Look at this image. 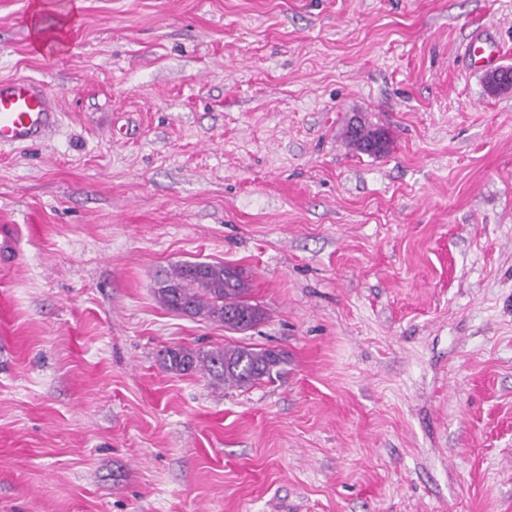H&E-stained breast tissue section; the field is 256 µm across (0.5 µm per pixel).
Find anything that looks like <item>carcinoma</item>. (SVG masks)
<instances>
[{"mask_svg": "<svg viewBox=\"0 0 512 512\" xmlns=\"http://www.w3.org/2000/svg\"><path fill=\"white\" fill-rule=\"evenodd\" d=\"M379 128L361 121L348 126V145L368 153L371 136ZM154 295L165 309L219 323L230 331H245L264 318V311L251 302L248 276L239 268L222 263L184 262L163 273L156 281ZM285 363L284 353L251 345L226 344L210 350L183 346L168 347L159 354L161 368L184 375L202 373L218 386L252 387L276 379Z\"/></svg>", "mask_w": 512, "mask_h": 512, "instance_id": "obj_1", "label": "carcinoma"}]
</instances>
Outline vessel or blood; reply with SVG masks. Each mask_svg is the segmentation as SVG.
Here are the masks:
<instances>
[{
  "label": "vessel or blood",
  "mask_w": 512,
  "mask_h": 512,
  "mask_svg": "<svg viewBox=\"0 0 512 512\" xmlns=\"http://www.w3.org/2000/svg\"><path fill=\"white\" fill-rule=\"evenodd\" d=\"M58 116L56 99L43 85L23 77L0 80V147L39 142Z\"/></svg>",
  "instance_id": "vessel-or-blood-1"
}]
</instances>
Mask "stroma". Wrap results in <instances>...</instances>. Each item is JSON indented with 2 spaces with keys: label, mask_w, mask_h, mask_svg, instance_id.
Masks as SVG:
<instances>
[{
  "label": "stroma",
  "mask_w": 512,
  "mask_h": 512,
  "mask_svg": "<svg viewBox=\"0 0 512 512\" xmlns=\"http://www.w3.org/2000/svg\"><path fill=\"white\" fill-rule=\"evenodd\" d=\"M480 29L512 67V0H0V78L61 111L0 148V512H512V92ZM185 261L244 269L265 319L164 309ZM231 342L283 374L157 362ZM357 127L354 128V124L349 125L345 136L348 141V145L352 147L354 150H356L359 153L368 154V152L376 153L381 150H383V139H379L377 143H373L372 145L368 147L369 141L371 139V136L376 132H382L385 137V151L381 153L380 155L386 153L389 149L390 145V138L388 137V134L377 127H371L369 125H366L365 122L357 121L356 122ZM369 150V151H368ZM368 155H371L370 153ZM285 363L284 353L251 345L225 344L210 350L183 346L168 347L159 354V364L166 372L184 375H208L214 385L252 387L276 379Z\"/></svg>",
  "instance_id": "stroma-1"
}]
</instances>
